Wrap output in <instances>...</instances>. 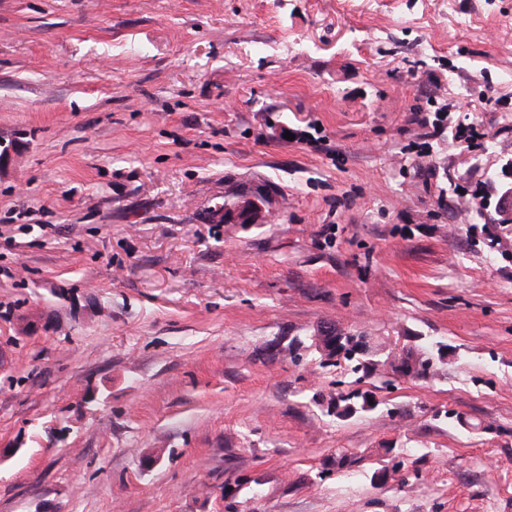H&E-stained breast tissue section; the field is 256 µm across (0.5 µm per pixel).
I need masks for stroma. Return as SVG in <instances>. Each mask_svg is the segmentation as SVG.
<instances>
[{
  "instance_id": "35a3bbf8",
  "label": "stroma",
  "mask_w": 512,
  "mask_h": 512,
  "mask_svg": "<svg viewBox=\"0 0 512 512\" xmlns=\"http://www.w3.org/2000/svg\"><path fill=\"white\" fill-rule=\"evenodd\" d=\"M0 144V512H512V0H0ZM267 192L259 190L249 196H240L224 207V221L228 224H265L267 214L263 203ZM343 336L342 342L330 354H336L342 358L348 365L349 371L353 375H358L354 383H359L365 377H370L378 370V366L390 367L393 373L400 376H407L411 371V364L414 366V373L410 377L428 376L433 371L436 361H441L442 345L438 341L420 337L422 345L416 354H397L395 358L388 361V357L383 360H377L364 354L367 336H355L350 333H340ZM360 374V375H359ZM331 407L336 409V417H344L357 411H369L374 408L367 398L357 390L339 391L332 399Z\"/></svg>"
}]
</instances>
